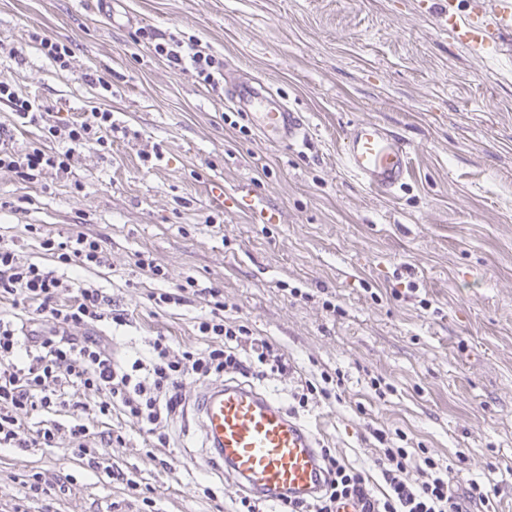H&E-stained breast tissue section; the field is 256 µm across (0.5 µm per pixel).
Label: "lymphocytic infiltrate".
<instances>
[{
  "label": "lymphocytic infiltrate",
  "instance_id": "1",
  "mask_svg": "<svg viewBox=\"0 0 512 512\" xmlns=\"http://www.w3.org/2000/svg\"><path fill=\"white\" fill-rule=\"evenodd\" d=\"M155 54L183 71L195 73L213 86L224 77V62L215 55L177 40L154 44ZM0 100L11 103L16 116L29 124H42L48 138L62 142L61 151L34 147L19 152L0 145V170L15 172L23 180L38 179L48 171L70 169L78 150L89 142L107 145L115 126L107 109H92L81 120L55 118L52 107L15 95L8 80H0ZM41 246L60 263L84 269L105 266L107 240L77 232L65 240L44 238ZM213 308L197 329L209 339L201 351L179 350L164 336L148 342L146 356L116 357L109 342L93 332L103 319L123 326L124 311L111 308L99 290L84 288L57 275L54 269L26 262L0 245V299L12 307L28 309L26 321L0 315V448L54 447L60 427L54 423L25 434L22 417L33 412L70 414L67 432L76 459L90 469L104 467L103 448L123 444L122 424L113 413L131 418L147 436L166 446L167 427L184 411L185 386L190 381L213 380L227 375L264 380L291 373L282 350L253 338L246 326L225 320L218 289H210ZM97 398L96 413L103 430L94 432L82 423L87 394ZM381 445L380 476L387 490L376 496L365 476L341 463L323 449L326 488L313 500L280 498L281 512H336L342 499L358 502L360 512H465L467 503H486L490 486L469 481L463 492L450 487V467L429 453L414 454L396 445L386 431L374 430Z\"/></svg>",
  "mask_w": 512,
  "mask_h": 512
}]
</instances>
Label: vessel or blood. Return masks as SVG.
<instances>
[{"label":"vessel or blood","mask_w":512,"mask_h":512,"mask_svg":"<svg viewBox=\"0 0 512 512\" xmlns=\"http://www.w3.org/2000/svg\"><path fill=\"white\" fill-rule=\"evenodd\" d=\"M448 29L473 51L512 33V0H480L477 11L461 12L447 0ZM232 103L256 116L266 138L296 140L306 132L300 113L267 106L265 86L244 85ZM347 169L375 191L390 194L407 174V144L376 122H363L344 139ZM191 414L203 435L210 463L227 479L264 501L280 495L308 497L322 487L321 461L314 433L294 419L276 399L251 385L225 381L200 389Z\"/></svg>","instance_id":"obj_1"}]
</instances>
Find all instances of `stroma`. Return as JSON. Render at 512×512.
Here are the masks:
<instances>
[{
  "mask_svg": "<svg viewBox=\"0 0 512 512\" xmlns=\"http://www.w3.org/2000/svg\"><path fill=\"white\" fill-rule=\"evenodd\" d=\"M70 44L60 67L32 33ZM175 34L224 61L211 88L154 55ZM94 71L109 81H86ZM65 110L105 104L111 145L30 183L0 170V240L19 257L95 288L127 325L99 323L121 355L156 336L185 350L207 297L155 305L186 278L220 289L224 314L276 344L294 372L257 387L293 405L302 380L340 374L339 398L298 421L382 490L370 431L404 433L452 465L455 488L495 489L480 512H512V57L480 56L448 30L443 0H0V78ZM264 84L301 113L306 135L269 142L228 89ZM375 121L410 146L393 194L342 159L350 128ZM250 185L274 224L210 192ZM107 239L109 265L59 263L45 234ZM146 255L165 275L136 264ZM106 448L115 474L74 461L67 441L0 450V512H236L241 492L210 466L196 428L175 420L153 447L136 423ZM71 475L68 495L26 499L28 475ZM137 483L129 490L127 480Z\"/></svg>",
  "mask_w": 512,
  "mask_h": 512,
  "instance_id": "stroma-1",
  "label": "stroma"
}]
</instances>
